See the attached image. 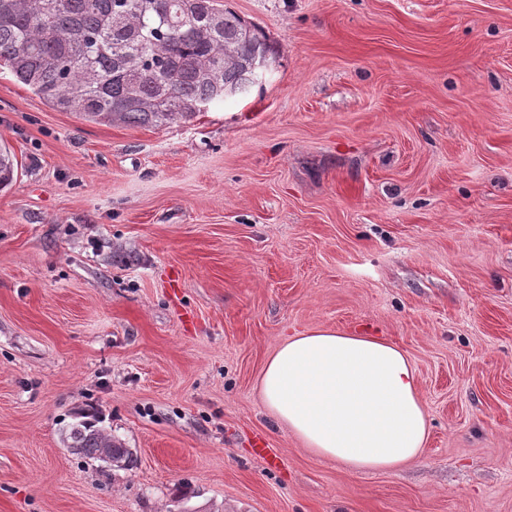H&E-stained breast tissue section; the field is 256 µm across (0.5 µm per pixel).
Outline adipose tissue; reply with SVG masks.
<instances>
[{
    "label": "adipose tissue",
    "mask_w": 512,
    "mask_h": 512,
    "mask_svg": "<svg viewBox=\"0 0 512 512\" xmlns=\"http://www.w3.org/2000/svg\"><path fill=\"white\" fill-rule=\"evenodd\" d=\"M259 388L268 413L305 448L354 472L410 466L428 440L412 362L375 336L317 328L287 337Z\"/></svg>",
    "instance_id": "obj_1"
}]
</instances>
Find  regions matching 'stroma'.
<instances>
[{"label":"stroma","instance_id":"1","mask_svg":"<svg viewBox=\"0 0 512 512\" xmlns=\"http://www.w3.org/2000/svg\"><path fill=\"white\" fill-rule=\"evenodd\" d=\"M224 3L276 59L186 123L0 70V512H512V0ZM316 328L408 353L417 464L346 470L268 414L265 360ZM88 411L129 467L68 449Z\"/></svg>","mask_w":512,"mask_h":512}]
</instances>
